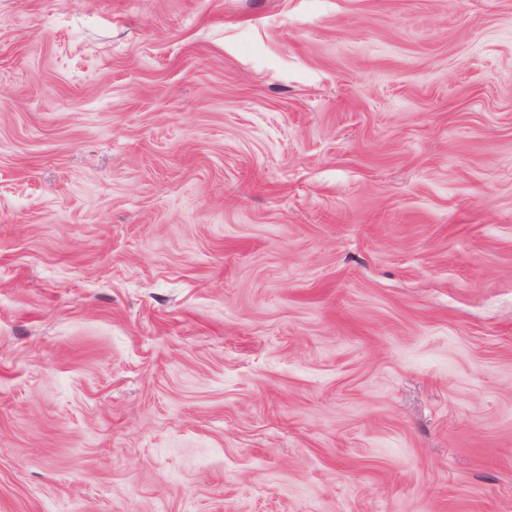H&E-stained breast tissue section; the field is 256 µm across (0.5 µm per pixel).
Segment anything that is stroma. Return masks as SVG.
I'll list each match as a JSON object with an SVG mask.
<instances>
[{
    "label": "stroma",
    "instance_id": "obj_1",
    "mask_svg": "<svg viewBox=\"0 0 512 512\" xmlns=\"http://www.w3.org/2000/svg\"><path fill=\"white\" fill-rule=\"evenodd\" d=\"M0 512H512V0H0Z\"/></svg>",
    "mask_w": 512,
    "mask_h": 512
}]
</instances>
